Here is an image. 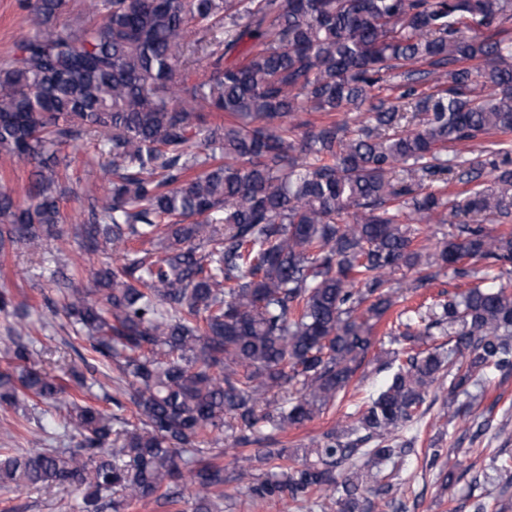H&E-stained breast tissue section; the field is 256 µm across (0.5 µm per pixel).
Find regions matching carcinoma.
I'll use <instances>...</instances> for the list:
<instances>
[{
    "mask_svg": "<svg viewBox=\"0 0 512 512\" xmlns=\"http://www.w3.org/2000/svg\"><path fill=\"white\" fill-rule=\"evenodd\" d=\"M26 8L35 32L0 64V154L32 181L23 205L0 192V253H38L68 224L85 251L121 254L49 303L115 363L119 413L70 394L90 392L76 368L66 384L35 366L25 307L0 291L15 318L0 406L52 404L75 441L45 447L40 423L31 450L0 448V490L123 512L190 487L191 512H222L236 481L254 502L404 512L401 487L368 479L415 447L401 432L439 379L467 424L488 376L512 374L511 287L404 307L384 387L314 447L278 444L346 393L399 303L387 274L419 270L416 292L445 268L476 277L465 258L512 265V233L485 225L512 221V0H87L92 22L67 0ZM383 85L396 95L351 129L340 115ZM85 144L112 179L69 217L60 153ZM424 221L450 225L441 245ZM436 334L448 353L421 348ZM226 433L230 475L204 447ZM472 489L487 512L492 491Z\"/></svg>",
    "mask_w": 512,
    "mask_h": 512,
    "instance_id": "carcinoma-1",
    "label": "carcinoma"
}]
</instances>
